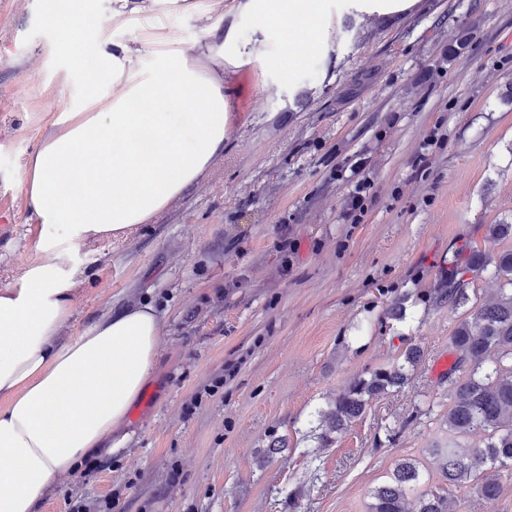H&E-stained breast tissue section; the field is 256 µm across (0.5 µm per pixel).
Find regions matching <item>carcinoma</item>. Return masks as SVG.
<instances>
[{
    "instance_id": "1",
    "label": "carcinoma",
    "mask_w": 512,
    "mask_h": 512,
    "mask_svg": "<svg viewBox=\"0 0 512 512\" xmlns=\"http://www.w3.org/2000/svg\"><path fill=\"white\" fill-rule=\"evenodd\" d=\"M489 271L500 283L497 300L471 307L457 321L449 336L454 363L444 380L448 382L450 405L444 423L454 438L483 434V447L463 454L453 446L435 448L439 469L448 484L471 485L477 493L493 498L501 482L483 476L486 468L512 473V249L488 254L472 245L457 249L448 262V275L435 289L436 299L457 309L469 300L473 277ZM421 351L408 346L396 363L360 377L321 413V447L332 444L334 434L365 414L373 399L407 384L420 362ZM419 481L414 459L399 460L389 482L371 493L369 512H407V490ZM416 512H459L448 496L425 493L417 499Z\"/></svg>"
}]
</instances>
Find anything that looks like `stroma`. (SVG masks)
I'll use <instances>...</instances> for the list:
<instances>
[{
	"label": "stroma",
	"mask_w": 512,
	"mask_h": 512,
	"mask_svg": "<svg viewBox=\"0 0 512 512\" xmlns=\"http://www.w3.org/2000/svg\"><path fill=\"white\" fill-rule=\"evenodd\" d=\"M230 3L158 0L103 24L110 4L96 0L81 24L92 51L135 34L185 49ZM53 26V0H0V289L42 258L26 168L79 104L82 77L48 52ZM303 68L308 91L270 96L240 72L233 129L198 180L150 223L73 251L60 341L149 304L161 351L117 451L58 478L42 512H369L407 457L415 494L512 512V478L493 499L452 490L430 454L448 445L450 403L432 366L460 317L430 292L463 244L512 245L487 231L512 222V0H421L364 40L339 33L329 67ZM360 177L371 189L355 222ZM410 343L423 351L411 380L319 447L321 411ZM275 437L288 446L272 455Z\"/></svg>",
	"instance_id": "1"
}]
</instances>
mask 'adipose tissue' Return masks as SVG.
<instances>
[{"mask_svg": "<svg viewBox=\"0 0 512 512\" xmlns=\"http://www.w3.org/2000/svg\"><path fill=\"white\" fill-rule=\"evenodd\" d=\"M420 0H233L188 51L126 42L98 52L79 111L41 142L24 183L39 219L40 263L0 289V512H40L45 490L77 463L112 454L154 370L161 327L151 306L115 312L60 341L73 316L71 250L119 238L180 197L223 152L231 80L257 68L264 92L304 85L307 58L329 59L343 20L370 26L414 13ZM90 0L56 18L51 50L82 69L76 24Z\"/></svg>", "mask_w": 512, "mask_h": 512, "instance_id": "1", "label": "adipose tissue"}]
</instances>
